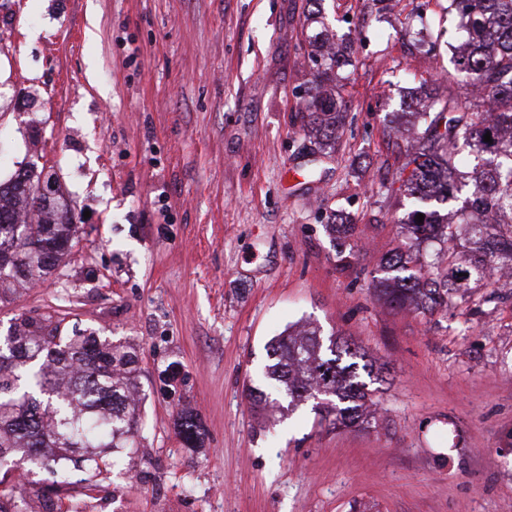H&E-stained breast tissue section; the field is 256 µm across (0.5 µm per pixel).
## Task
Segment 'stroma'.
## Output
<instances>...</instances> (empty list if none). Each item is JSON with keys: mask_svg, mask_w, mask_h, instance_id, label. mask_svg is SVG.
<instances>
[{"mask_svg": "<svg viewBox=\"0 0 512 512\" xmlns=\"http://www.w3.org/2000/svg\"><path fill=\"white\" fill-rule=\"evenodd\" d=\"M308 10L0 0V181L47 167L79 215L71 255L0 304V329L55 309L138 354L136 468L98 476L83 512H512V291L474 274L422 315L373 282L416 207L391 186L425 125L396 113L420 84L461 91L460 19L436 0H322L353 65L331 85L347 110L336 151L312 172L296 96L312 78ZM473 168L437 207L462 251ZM332 218L353 227L343 265ZM304 324L387 365L368 385L376 416L338 427L312 398L253 417L268 343Z\"/></svg>", "mask_w": 512, "mask_h": 512, "instance_id": "35a3bbf8", "label": "stroma"}]
</instances>
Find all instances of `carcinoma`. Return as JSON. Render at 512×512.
I'll use <instances>...</instances> for the list:
<instances>
[{"label": "carcinoma", "mask_w": 512, "mask_h": 512, "mask_svg": "<svg viewBox=\"0 0 512 512\" xmlns=\"http://www.w3.org/2000/svg\"><path fill=\"white\" fill-rule=\"evenodd\" d=\"M447 3L444 10L456 13L466 31L465 43L453 56L455 68L482 96L462 92L428 99L427 145L406 163L410 171L401 186L422 200H448L462 146L494 155L509 174L491 166L474 177L469 202L481 220L469 251H457L452 225L441 223L436 212H424L419 223L414 211L407 220L409 243L382 259L375 279L381 298L391 307L423 314L447 307L448 290L425 276L422 243L439 239L448 245V265L458 281L490 264L512 265V232L497 230L501 215H512V136H502L503 130L512 131V0ZM320 39L319 34L306 38L317 73L301 107L310 128L308 155L314 158L330 156L331 137L345 120V105L320 94L318 84L346 59L334 49L325 59L318 56ZM487 133L490 143L484 141ZM38 181L32 168L22 167L0 183V241L18 238L13 256L0 261V302L16 293L18 285L56 271L78 240L69 200L62 192L53 201L43 200ZM267 356L266 377L278 383L288 406L323 386L331 391L324 412L345 427L357 423L371 401L361 373L369 378L381 373L348 342L333 334L323 340L318 328H287L268 344ZM137 392L133 347L71 327L66 315L55 311L19 315L0 337V470L21 461L27 477L51 475L52 483L35 495L41 512H62L68 493L96 490V477L119 466L123 452L135 447ZM248 397L258 412L278 403L257 386L248 389ZM177 427L186 442L198 438L193 414H182ZM78 472L84 477L72 480ZM17 489L0 481V512H26Z\"/></svg>", "instance_id": "obj_1"}]
</instances>
